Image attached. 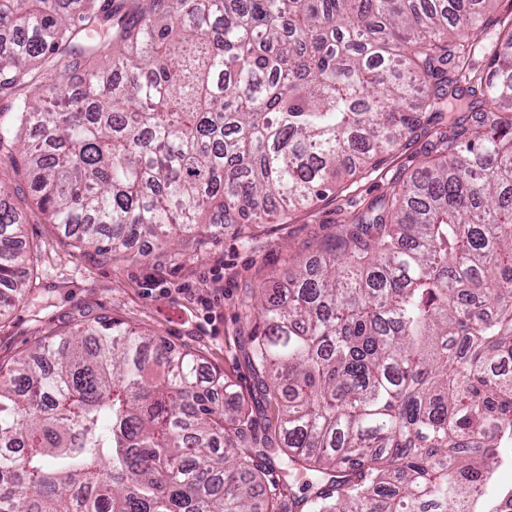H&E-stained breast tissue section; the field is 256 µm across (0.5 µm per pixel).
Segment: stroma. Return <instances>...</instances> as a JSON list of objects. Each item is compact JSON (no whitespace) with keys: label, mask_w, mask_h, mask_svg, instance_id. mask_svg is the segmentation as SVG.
Returning <instances> with one entry per match:
<instances>
[{"label":"stroma","mask_w":512,"mask_h":512,"mask_svg":"<svg viewBox=\"0 0 512 512\" xmlns=\"http://www.w3.org/2000/svg\"><path fill=\"white\" fill-rule=\"evenodd\" d=\"M447 115L426 117L406 147L386 157L371 174L353 178L347 191L328 194L311 207L266 224H229L196 231L167 247L142 237L133 258L112 260L94 249L71 251L56 225L46 223L32 200L20 153H0V181L23 212L30 255L28 292L0 317V361L27 353L51 331L79 320L116 318L200 352L208 367L230 376L258 421L267 413L247 359L252 331L240 302L252 288H269L292 267V257L318 252L344 221L385 194L399 174L425 158L430 132Z\"/></svg>","instance_id":"obj_1"}]
</instances>
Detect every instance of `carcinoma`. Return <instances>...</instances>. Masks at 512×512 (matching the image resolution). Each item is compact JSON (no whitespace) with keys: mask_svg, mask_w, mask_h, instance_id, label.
<instances>
[{"mask_svg":"<svg viewBox=\"0 0 512 512\" xmlns=\"http://www.w3.org/2000/svg\"><path fill=\"white\" fill-rule=\"evenodd\" d=\"M485 0H0V151L66 246L265 224L470 97L429 160L282 285L247 293L274 420L118 319L0 364V512H512V17ZM0 183V312L23 295ZM278 204L272 209L267 204ZM284 455L313 476L266 481ZM494 2L488 6L483 16L485 27L484 38L485 45L490 46L493 41L494 33L498 29V20L506 15L512 16V0H493Z\"/></svg>","mask_w":512,"mask_h":512,"instance_id":"obj_1","label":"carcinoma"}]
</instances>
